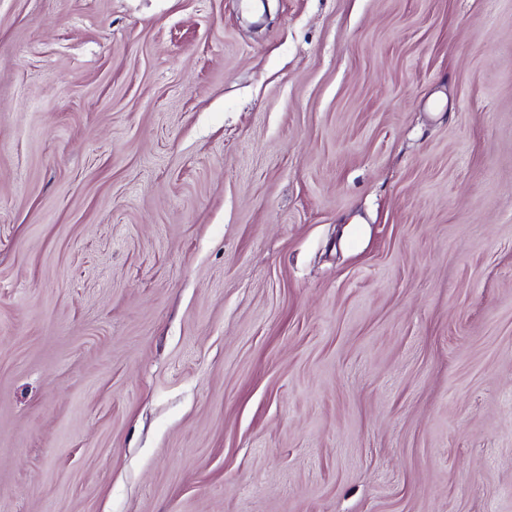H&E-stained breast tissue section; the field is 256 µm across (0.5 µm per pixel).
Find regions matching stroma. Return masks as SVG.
<instances>
[{
  "label": "stroma",
  "instance_id": "obj_1",
  "mask_svg": "<svg viewBox=\"0 0 512 512\" xmlns=\"http://www.w3.org/2000/svg\"><path fill=\"white\" fill-rule=\"evenodd\" d=\"M0 0V512H512V0Z\"/></svg>",
  "mask_w": 512,
  "mask_h": 512
}]
</instances>
